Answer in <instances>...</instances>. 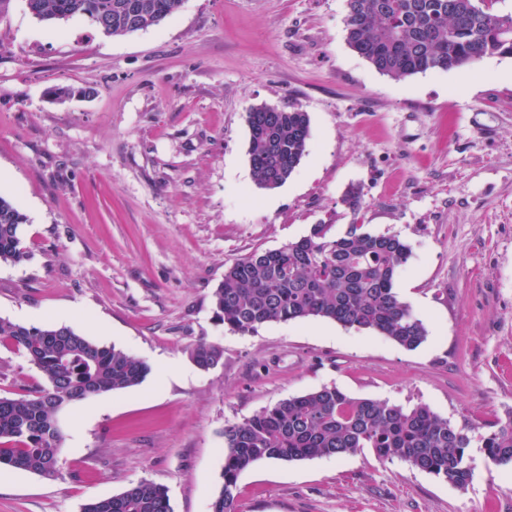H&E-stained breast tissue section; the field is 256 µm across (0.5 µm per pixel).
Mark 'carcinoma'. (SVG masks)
<instances>
[{"label": "carcinoma", "mask_w": 512, "mask_h": 512, "mask_svg": "<svg viewBox=\"0 0 512 512\" xmlns=\"http://www.w3.org/2000/svg\"><path fill=\"white\" fill-rule=\"evenodd\" d=\"M499 0H347L344 25L350 48L377 72L399 80L439 69L451 71L489 57L512 58V12ZM182 0H26L41 21L87 18L106 35L120 36L158 25ZM248 157L258 184L282 186L296 171L310 137L298 107L246 113ZM364 194L350 186L342 203L362 208ZM25 213L0 196V262L28 257ZM411 254L395 234L351 224L342 235L320 223L282 247L254 252L224 271L214 292L216 317L245 335L271 322L324 318L344 327L374 331L415 350L427 340L424 323L396 291ZM0 344L24 353L47 385L14 396L0 395V468L52 477L58 471L63 434L58 415L72 402L140 385L150 368L115 347L100 345L67 325L28 326L0 319ZM216 344L199 342L189 357L201 369L223 360ZM487 460L512 466V414L479 437ZM472 436L425 404L404 408L387 401L353 398L324 386L288 398L224 428V471L212 512H234L239 474L265 460L294 462L343 457L371 449L455 487L471 477ZM83 512H170L167 490L150 481L98 498Z\"/></svg>", "instance_id": "1"}]
</instances>
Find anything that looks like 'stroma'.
Segmentation results:
<instances>
[{
  "label": "stroma",
  "mask_w": 512,
  "mask_h": 512,
  "mask_svg": "<svg viewBox=\"0 0 512 512\" xmlns=\"http://www.w3.org/2000/svg\"><path fill=\"white\" fill-rule=\"evenodd\" d=\"M346 0H183L160 24L107 36L83 17L0 18V195L29 222V257L0 263V318L67 325L142 359L140 385L66 407L56 476L0 470V512H82L147 480L171 512H211L224 429L324 386L487 432L512 415V58L401 80L348 45ZM71 89L57 100L52 89ZM309 115L293 175L261 188L247 110ZM364 204L342 202L350 185ZM320 222L411 247L399 294L428 338L309 318L231 332L225 269ZM220 346L197 368L188 350ZM0 346V395L45 385ZM462 488L371 449L260 461L235 512H512V468L473 447ZM224 351L216 344L199 342L189 350V357L201 369H210L223 360Z\"/></svg>",
  "instance_id": "1"
}]
</instances>
